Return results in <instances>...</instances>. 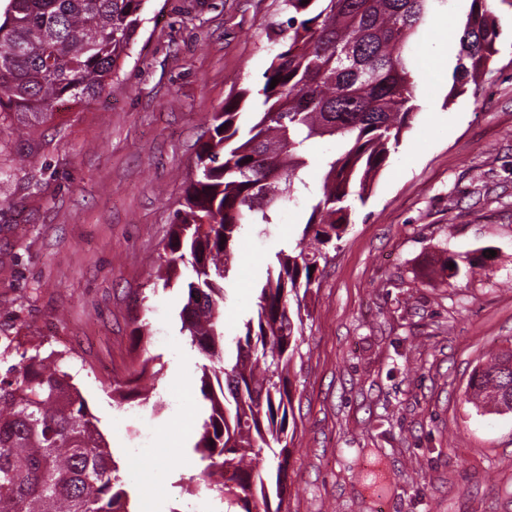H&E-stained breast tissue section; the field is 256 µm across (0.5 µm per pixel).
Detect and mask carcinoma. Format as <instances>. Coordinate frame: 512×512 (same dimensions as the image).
Instances as JSON below:
<instances>
[{"label": "carcinoma", "instance_id": "obj_1", "mask_svg": "<svg viewBox=\"0 0 512 512\" xmlns=\"http://www.w3.org/2000/svg\"><path fill=\"white\" fill-rule=\"evenodd\" d=\"M449 97L465 92L496 52L492 0H468ZM446 0H282L288 44L273 54L264 84L241 89L213 114L164 246L157 279L180 282V332L204 360L199 391L210 404L192 450L196 479L240 512H282L285 463L297 428L290 372L303 342L307 295L316 270L351 224L421 110L422 69L412 45ZM145 0H6L0 22V128L48 121L67 102L98 98L129 56ZM278 79L270 87L272 79ZM252 121L241 124L243 104ZM328 140L334 153L310 145ZM321 172L320 193L299 239L266 262L256 317L224 347V279L238 239L272 224ZM0 351V512H131L132 482L73 377L67 352L35 351L9 363ZM138 362L115 388L149 400L161 370ZM465 400L480 413L512 411V342L474 367Z\"/></svg>", "mask_w": 512, "mask_h": 512}]
</instances>
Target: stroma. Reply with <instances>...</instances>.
I'll list each match as a JSON object with an SVG mask.
<instances>
[{"instance_id":"obj_1","label":"stroma","mask_w":512,"mask_h":512,"mask_svg":"<svg viewBox=\"0 0 512 512\" xmlns=\"http://www.w3.org/2000/svg\"><path fill=\"white\" fill-rule=\"evenodd\" d=\"M466 0L435 13L414 48L433 75L422 110L371 182L365 204L306 299L291 375L297 430L288 512H512V414L480 415L468 376L512 338V7L497 53L449 98ZM129 57L101 98L0 132L26 162L0 215V344L13 357L69 351L67 370L113 457L156 460L135 512H216L191 451L206 406L201 359L180 333V285H157L163 244L214 112L259 89L280 0H147ZM309 216L282 210L239 243L225 286L224 333L256 310L265 260ZM495 250L477 276L436 272ZM152 338L135 348L131 331ZM163 370L148 401L116 403L136 359Z\"/></svg>"}]
</instances>
